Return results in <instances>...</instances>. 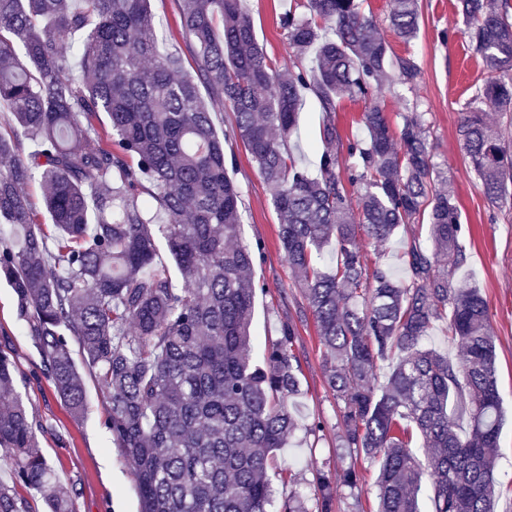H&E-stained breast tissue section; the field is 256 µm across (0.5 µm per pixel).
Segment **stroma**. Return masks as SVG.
Segmentation results:
<instances>
[{"instance_id":"1","label":"stroma","mask_w":512,"mask_h":512,"mask_svg":"<svg viewBox=\"0 0 512 512\" xmlns=\"http://www.w3.org/2000/svg\"><path fill=\"white\" fill-rule=\"evenodd\" d=\"M420 27L412 41L392 30L389 13L393 0H364V12L372 16L389 50L413 56L420 68L414 89L382 86L377 98L393 124L410 107L426 112L434 163L454 191L464 227L467 259L456 275L468 279L486 299L494 336L498 380L507 419L500 435L496 479L499 498L496 512H512V204H494L484 196L480 182L468 166L458 135L465 102L483 86L486 74L481 60L463 34L464 25L456 0H418ZM305 0H247L256 40L272 66L280 72L311 67V56L298 54L288 43L281 18L288 10L305 14ZM155 22L170 44L181 52L187 71H194L192 52L179 26L177 0H151ZM367 99L342 97L333 113H324L313 94H305L300 122L290 139L295 158L316 167L325 150H333L340 166H347L349 140L364 137L361 115ZM332 120L339 141L326 143L325 120ZM234 177L243 195L241 237L259 246L251 276L259 287L255 298L251 356L262 360L269 342L279 338L283 325L297 330L295 354L300 364L303 396L296 400L299 428L289 447L274 453L270 473L277 496L309 493L316 475L357 464L364 481L357 491H336L333 512H373L376 503V467L354 460L339 446L343 431L341 408L327 386L323 348L307 301L284 257L278 240V216L256 163L243 144H235ZM426 240L427 229L412 225L390 240L379 243L367 233L358 241L369 266L401 271L403 252L410 237ZM0 348L10 350L22 376L18 387L30 411L43 422L39 443L67 486L73 488L76 512H139L137 480L105 427L109 398L94 380H87L88 409L81 419L72 418L52 385L42 374V359L17 314L16 296L0 282ZM324 422L318 434L307 433L314 419Z\"/></svg>"}]
</instances>
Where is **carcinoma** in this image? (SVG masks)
Wrapping results in <instances>:
<instances>
[{"mask_svg":"<svg viewBox=\"0 0 512 512\" xmlns=\"http://www.w3.org/2000/svg\"><path fill=\"white\" fill-rule=\"evenodd\" d=\"M245 0H181L180 25L197 77L156 33L151 0H0V279L68 413L86 409L82 362L110 395L105 421L137 478L140 512H333L336 488L354 491V465L317 474L310 496L275 503L273 452L296 429L301 394L293 323L260 362L249 356L255 249L240 241L241 190L230 172L241 141L279 216L289 267L301 277L318 326L327 384L343 403L340 447L379 463L376 512H421L430 480L433 512H495L494 477L504 424L488 307L451 278L466 260L455 197L436 188L426 113L400 114L399 132L374 100L364 139L348 142L314 173L288 143L309 91L323 112L366 97L386 80L415 87L410 56L388 54L363 0H306L281 24L289 45L316 66L280 73L256 41ZM464 34L488 79L475 99L512 112V21L494 0H458ZM390 22L415 38L417 0H395ZM327 27L332 36L322 33ZM209 96L203 97L198 83ZM234 125L218 135L211 103ZM485 197L509 196L512 154L480 109L459 126ZM45 188L41 223L25 188ZM361 191L359 216L347 186ZM426 222L398 276L370 268L357 239L383 241ZM163 241L180 273L155 262ZM459 345L450 358L425 345L434 323ZM392 361L375 386L377 362ZM43 423L18 393L17 368L0 350V450L12 484L0 512H75L73 496L43 453ZM421 440L423 456L412 450Z\"/></svg>","mask_w":512,"mask_h":512,"instance_id":"obj_1","label":"carcinoma"}]
</instances>
